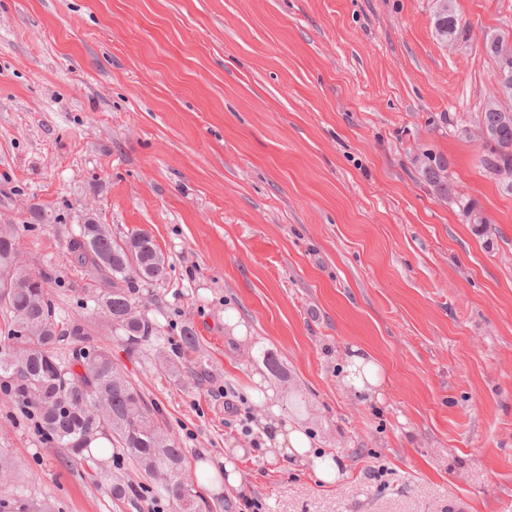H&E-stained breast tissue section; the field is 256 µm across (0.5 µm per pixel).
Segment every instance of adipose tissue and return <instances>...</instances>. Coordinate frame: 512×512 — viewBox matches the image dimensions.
<instances>
[{"label": "adipose tissue", "instance_id": "obj_1", "mask_svg": "<svg viewBox=\"0 0 512 512\" xmlns=\"http://www.w3.org/2000/svg\"><path fill=\"white\" fill-rule=\"evenodd\" d=\"M269 418L260 422L259 428L266 434L271 456L303 459L313 468L316 475L325 481H333L341 474L338 463L333 458L313 449L308 437L301 431L281 426L276 418L277 406H270Z\"/></svg>", "mask_w": 512, "mask_h": 512}]
</instances>
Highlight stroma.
Instances as JSON below:
<instances>
[{"mask_svg": "<svg viewBox=\"0 0 512 512\" xmlns=\"http://www.w3.org/2000/svg\"><path fill=\"white\" fill-rule=\"evenodd\" d=\"M452 5L464 29L446 42L436 0H0V224L159 408L201 512L220 496L228 512H512V193L448 124L485 106L484 37L512 42V0ZM90 219L168 259L143 309L158 338L136 351L69 252ZM356 347L384 368L374 392L342 382ZM263 384L344 476L242 433L234 411L264 414ZM235 446L231 487L202 466ZM0 468V512H175L119 448L75 462L1 398ZM116 482L140 496L114 500ZM422 157L424 173L428 180L437 187L441 195L445 198L453 199L457 191L454 184L448 180V175L445 174V167L439 160L432 159L429 153H423Z\"/></svg>", "mask_w": 512, "mask_h": 512, "instance_id": "obj_1", "label": "stroma"}]
</instances>
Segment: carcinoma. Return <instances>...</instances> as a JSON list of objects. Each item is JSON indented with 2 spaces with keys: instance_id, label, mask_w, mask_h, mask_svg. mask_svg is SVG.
<instances>
[{
  "instance_id": "cac0c4a2",
  "label": "carcinoma",
  "mask_w": 512,
  "mask_h": 512,
  "mask_svg": "<svg viewBox=\"0 0 512 512\" xmlns=\"http://www.w3.org/2000/svg\"><path fill=\"white\" fill-rule=\"evenodd\" d=\"M435 28L445 41L463 28L452 0H440ZM485 49L498 65L512 60V45L502 36L485 37ZM460 134L481 141V166L512 192V108L492 95L473 124L460 126ZM422 157L424 173L440 194L448 199L456 196L445 167L428 153ZM69 250L74 262L98 280L97 304L126 347L135 351L158 340L135 310L139 287L160 281L167 273L166 259L152 237L138 232L118 240L105 225L90 222L80 225ZM16 255L11 228L1 229L0 272L10 277L3 308L10 324L21 321L28 327L27 335L12 334L11 344L0 348V377L8 378L5 397L31 417L40 436L71 457L92 461L93 452H102L92 445L104 439L122 448L146 474H164L162 489L178 512H197L193 479L184 478L185 453L175 435L161 426L107 346L93 343L76 322L60 328L47 290L50 275L26 271L17 264ZM66 337L74 344L69 357L58 352Z\"/></svg>"
}]
</instances>
